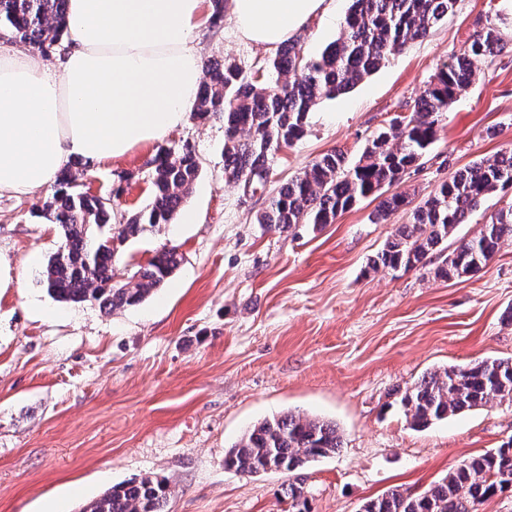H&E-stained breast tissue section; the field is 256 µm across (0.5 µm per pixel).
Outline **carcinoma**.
<instances>
[{
    "label": "carcinoma",
    "instance_id": "obj_1",
    "mask_svg": "<svg viewBox=\"0 0 512 512\" xmlns=\"http://www.w3.org/2000/svg\"><path fill=\"white\" fill-rule=\"evenodd\" d=\"M67 0H0V38L44 52L66 36ZM457 0H352L339 38L304 57L293 41L282 44L271 75L245 73L229 61L204 64L194 117H224V177L252 190L271 176L277 151L299 141L306 117L322 100L345 93L445 20ZM502 46L497 28L477 31L466 50L437 71L415 100L414 112L398 115L369 140L358 161L340 151L327 153L273 195L258 223L276 229L295 224H333L362 199H380L372 217L383 222L407 206V196H384L419 165L436 140L448 105L471 84L472 60ZM151 201L125 223L112 228L119 190L97 196L76 184L81 160L60 175L41 214L59 226L62 244L43 271L48 293L66 303L95 302L105 311L134 307L163 287L179 267L181 255L164 247L124 280L118 279V252L146 228L171 223L200 174L189 148H161L147 162ZM512 193V146L482 157L448 180L400 224L369 268L391 272L429 270L437 279L468 280L506 244H512V204L500 209L473 236L448 249V238L466 223L482 201ZM512 398V359H484L430 372L401 393L400 403L412 427L427 428L504 397ZM343 441L336 423L282 414L252 426L224 456V466L242 474L272 468L286 474L336 453ZM512 479V440L493 452L470 457L419 494L392 489L363 505V512H478L485 500L506 490ZM171 495L166 481L148 477L112 486L82 512H165Z\"/></svg>",
    "mask_w": 512,
    "mask_h": 512
}]
</instances>
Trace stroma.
<instances>
[{
	"label": "stroma",
	"mask_w": 512,
	"mask_h": 512,
	"mask_svg": "<svg viewBox=\"0 0 512 512\" xmlns=\"http://www.w3.org/2000/svg\"><path fill=\"white\" fill-rule=\"evenodd\" d=\"M351 0H334L296 40L305 53L336 40ZM499 28L504 47L474 63L436 141L398 192L413 202L474 160L512 144V0H458L453 13L349 92L309 112L304 137L274 158L265 192L224 179V121L195 119L160 144L92 165L81 182L120 188L117 217L150 199L148 160L158 146H190L200 175L165 229L127 240L128 272L156 251L182 261L138 306L105 313L55 300L41 283L62 235L38 211L43 193H0V512H79L112 485L168 479L167 512H297L280 472L246 475L224 454L254 424L284 413L335 422L343 446L299 470L306 512H360L399 488L424 490L463 460L512 439V401L410 426L398 398L424 374L486 358H512V245L473 278L373 271L370 259L410 213L374 224L377 199L335 223L281 230L258 224L270 195L325 153L358 160L389 119L414 102L476 30ZM201 60L243 70L272 49L223 27L201 26ZM497 129L488 137V129Z\"/></svg>",
	"instance_id": "1"
}]
</instances>
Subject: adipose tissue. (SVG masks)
<instances>
[{
  "instance_id": "adipose-tissue-1",
  "label": "adipose tissue",
  "mask_w": 512,
  "mask_h": 512,
  "mask_svg": "<svg viewBox=\"0 0 512 512\" xmlns=\"http://www.w3.org/2000/svg\"><path fill=\"white\" fill-rule=\"evenodd\" d=\"M203 0H68L71 48L48 66L0 52V191L50 187L69 162H103L186 123L202 79ZM240 36L275 47L326 0H230Z\"/></svg>"
}]
</instances>
